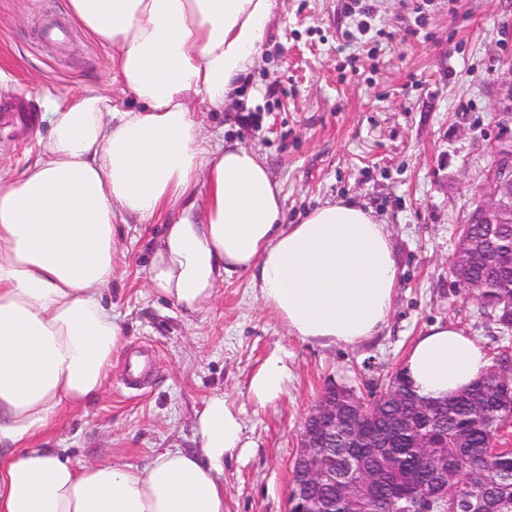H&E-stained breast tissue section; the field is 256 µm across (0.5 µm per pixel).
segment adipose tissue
<instances>
[{"label":"adipose tissue","mask_w":512,"mask_h":512,"mask_svg":"<svg viewBox=\"0 0 512 512\" xmlns=\"http://www.w3.org/2000/svg\"><path fill=\"white\" fill-rule=\"evenodd\" d=\"M276 0H68L110 52L128 102L90 86L47 101L49 133L21 175L0 174V512H224V461L251 442L241 411L216 393L194 421L193 451L150 464L74 462L41 447L62 412L103 389L125 328L106 296L115 227L171 211L147 267L153 294L207 312L225 277L247 272L291 335L353 347L387 325L399 282L392 235L371 210L338 200L284 221L264 160L211 143L201 112H220L259 55ZM490 365L448 322L411 345L402 371L445 398ZM289 378L284 354L249 382L259 405Z\"/></svg>","instance_id":"adipose-tissue-1"}]
</instances>
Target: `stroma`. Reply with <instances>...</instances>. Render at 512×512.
<instances>
[{
	"mask_svg": "<svg viewBox=\"0 0 512 512\" xmlns=\"http://www.w3.org/2000/svg\"><path fill=\"white\" fill-rule=\"evenodd\" d=\"M49 18L67 28L63 45L43 41ZM109 56L65 0H0L7 99L34 114L33 124L0 126V172L20 174L38 159L46 97L110 83ZM204 132L265 159L286 223L347 199L387 224L400 257L387 328L353 348L302 341L246 273L225 278L209 312L185 318L143 272L166 216L117 225L109 296L126 344L102 393L64 414L46 445L141 466L156 449L192 447L197 411L220 392L241 409L253 443L224 463V512H287L300 430L327 389L388 385L415 338L438 322L474 336L490 359L512 356V333L449 270L458 230L488 188L491 148L512 138V0H277L261 56L238 97L205 113ZM144 347L153 370L142 388H124L126 359ZM274 352L287 354L290 377L281 398L261 406L248 386Z\"/></svg>",
	"mask_w": 512,
	"mask_h": 512,
	"instance_id": "35a3bbf8",
	"label": "stroma"
}]
</instances>
